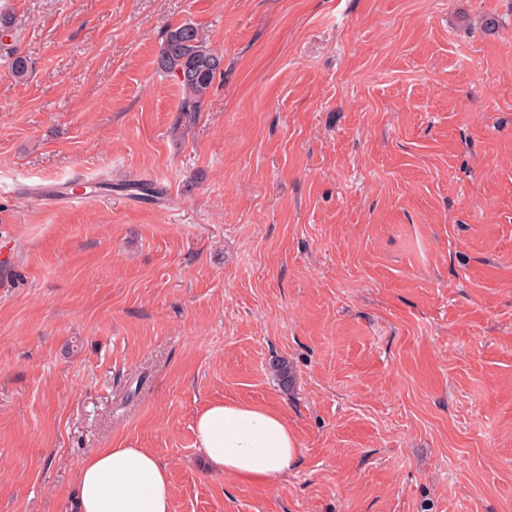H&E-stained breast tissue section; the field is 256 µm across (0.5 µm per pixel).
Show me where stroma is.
Instances as JSON below:
<instances>
[{
    "label": "stroma",
    "mask_w": 512,
    "mask_h": 512,
    "mask_svg": "<svg viewBox=\"0 0 512 512\" xmlns=\"http://www.w3.org/2000/svg\"><path fill=\"white\" fill-rule=\"evenodd\" d=\"M0 18V512H76L128 438L172 512H512V0ZM183 23L224 57L190 127L155 65ZM76 170L80 204L26 191ZM226 400L283 415L285 478L209 466L194 420Z\"/></svg>",
    "instance_id": "obj_1"
}]
</instances>
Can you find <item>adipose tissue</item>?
<instances>
[{
    "label": "adipose tissue",
    "instance_id": "ef3b65f1",
    "mask_svg": "<svg viewBox=\"0 0 512 512\" xmlns=\"http://www.w3.org/2000/svg\"><path fill=\"white\" fill-rule=\"evenodd\" d=\"M194 431L214 469L246 480L285 477L299 454L284 417L259 405L208 404ZM75 497L78 512H171L169 470L151 449L127 439L80 463Z\"/></svg>",
    "mask_w": 512,
    "mask_h": 512
}]
</instances>
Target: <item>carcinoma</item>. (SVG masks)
<instances>
[{
  "mask_svg": "<svg viewBox=\"0 0 512 512\" xmlns=\"http://www.w3.org/2000/svg\"><path fill=\"white\" fill-rule=\"evenodd\" d=\"M223 63V56L202 39L194 25L184 23L167 31L156 68L181 90L180 124L195 123L216 76L223 71Z\"/></svg>",
  "mask_w": 512,
  "mask_h": 512,
  "instance_id": "cac0c4a2",
  "label": "carcinoma"
}]
</instances>
